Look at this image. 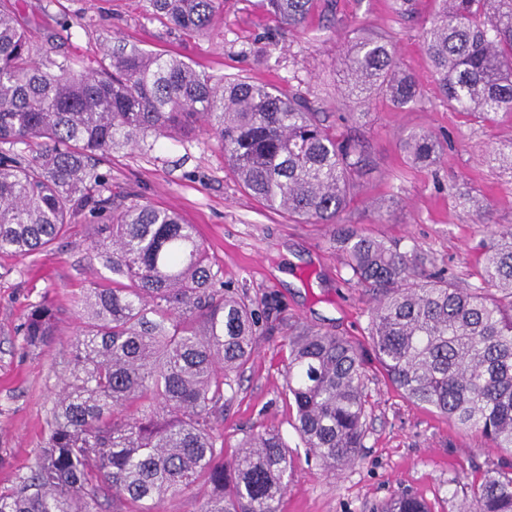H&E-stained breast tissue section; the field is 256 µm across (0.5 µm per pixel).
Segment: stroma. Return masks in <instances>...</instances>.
I'll use <instances>...</instances> for the list:
<instances>
[{"label":"stroma","instance_id":"obj_1","mask_svg":"<svg viewBox=\"0 0 512 512\" xmlns=\"http://www.w3.org/2000/svg\"><path fill=\"white\" fill-rule=\"evenodd\" d=\"M26 28L39 55L91 58L98 44L120 37L141 48L196 63L214 77H243L302 93L327 112L338 137L362 142L367 163L359 187L340 216L374 236L418 245L436 266L463 285L480 282L482 245L491 233L512 228V169L493 155L512 144V114L476 121L443 104L424 51L435 0H416L409 16L392 0H314L304 28L291 30L263 12L257 0H223L207 34H186L149 15L144 0H5ZM70 21L62 31L60 21ZM389 36L403 67L415 77L421 102L394 108L374 97L358 105L341 83L340 66L355 32ZM363 111L361 123L349 113ZM446 135L440 160L410 164L408 132ZM116 194L176 210L195 225L225 281L252 297L274 295L279 312L260 337L219 426L233 454L249 432L278 431L287 440L293 468L280 512H375L392 496L408 493L430 512H460L466 478L512 463V452L494 447L475 430L409 401L374 359L370 302L354 284L331 224H297L245 194L207 136L162 139L152 148L123 149L100 165ZM394 198L388 223L375 221L374 205ZM491 209L482 223L472 206ZM96 230L85 219L25 258L0 254V491L13 489L34 468L47 412L67 368L69 341L78 327L74 292L106 276L90 265L86 245ZM57 307L58 337L47 348H26L19 328L31 305ZM298 323L343 336L366 360L367 432L362 459L328 471L308 455L294 429L295 406L282 385L288 364V325Z\"/></svg>","mask_w":512,"mask_h":512}]
</instances>
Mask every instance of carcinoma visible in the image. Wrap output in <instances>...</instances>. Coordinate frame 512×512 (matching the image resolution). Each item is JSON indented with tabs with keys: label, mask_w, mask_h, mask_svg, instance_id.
<instances>
[{
	"label": "carcinoma",
	"mask_w": 512,
	"mask_h": 512,
	"mask_svg": "<svg viewBox=\"0 0 512 512\" xmlns=\"http://www.w3.org/2000/svg\"><path fill=\"white\" fill-rule=\"evenodd\" d=\"M425 51L448 108L487 119L512 113V0H439ZM312 0H259L293 28ZM189 34L209 30L220 0H146ZM96 66L38 57L16 17L0 10V252L18 258L60 238L78 216L97 232L89 261L111 277L74 293L80 329L64 386L49 410L40 457L0 512H159L167 496L208 487L200 512H280L291 455L273 431L250 433L224 460L218 421L251 361L260 312L228 287L193 224L173 210L115 195L100 160L162 138L208 133L241 187L299 224H335L365 166L304 96L243 79L217 80L178 56L119 41L93 50ZM348 95L379 93L396 108L420 91L382 36L361 34L342 60ZM415 165L443 144L411 132ZM333 244L374 300L377 361L413 403L431 407L512 449V228L484 246L481 283L462 288L414 245L344 224ZM30 349L52 345L56 314L44 300L21 327ZM285 395L315 459L334 468L361 458L367 378L359 348L330 332L291 326ZM461 512H512V468L465 483ZM385 512H428L411 495Z\"/></svg>",
	"instance_id": "1"
}]
</instances>
